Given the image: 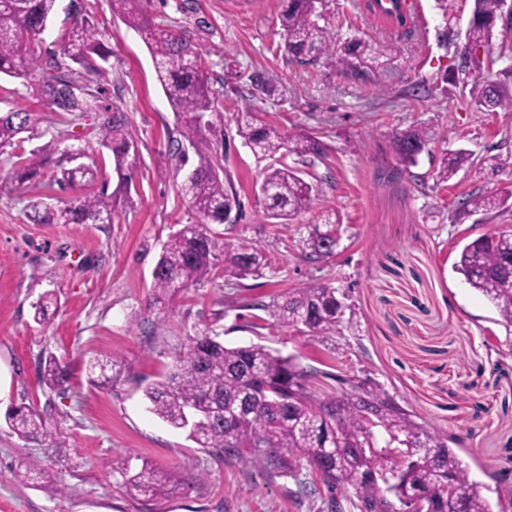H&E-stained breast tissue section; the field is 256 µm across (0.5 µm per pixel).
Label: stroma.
<instances>
[{
    "instance_id": "obj_1",
    "label": "stroma",
    "mask_w": 512,
    "mask_h": 512,
    "mask_svg": "<svg viewBox=\"0 0 512 512\" xmlns=\"http://www.w3.org/2000/svg\"><path fill=\"white\" fill-rule=\"evenodd\" d=\"M356 2L328 0L326 16L337 38L365 33L393 49L387 89L330 66L288 61L283 0H147L155 25L187 30L200 49L224 117V167L241 208L206 230L219 240L256 241L269 262L263 277L218 276L153 307L162 243L198 221L181 192L198 157L180 138L141 33L113 16L111 0H57L40 55L60 50L83 10L104 35L110 68L88 86L95 111L26 142L23 157L38 162L49 141L59 154L89 148L105 185L116 190L112 156L94 144L105 111L118 107L138 145L135 189L111 223L35 224L28 218L34 201L59 207L87 188L16 186L6 178L13 158L0 156V407L31 405L47 429L23 439L0 418V512H145L146 502L121 487L123 470L145 465L185 484L155 512H353L354 490H331L308 465L294 479L231 457L219 461L149 412L144 388L188 337L211 330L225 345L264 344L323 372L321 395L348 392L350 377L377 385L423 429L447 438L490 504L512 496V331L454 269L466 242L512 230V206L459 212L467 194L512 190V112L479 110L449 82L464 62L463 42L446 44L441 34L466 29L472 0H457L449 20L435 0H415L405 37L373 27ZM259 76L274 85L272 95L258 92ZM249 98L257 120L326 146L319 157H286L320 192L310 211L285 224L265 216L256 189L267 163L237 134ZM420 124L435 130L434 143L416 166L391 177V139ZM458 149L469 150L473 164L436 183L440 156ZM489 156L500 166L487 165ZM329 213L342 223L339 244L331 257L309 261L308 227ZM314 282L336 288L340 323L317 337L278 327L267 304ZM49 290L58 306L40 325L35 306ZM49 355L69 367L66 382L52 390L39 374ZM106 357L120 361L119 378L91 384L89 361ZM26 460L39 464L41 484L18 479ZM49 483L61 485L60 495L45 492Z\"/></svg>"
}]
</instances>
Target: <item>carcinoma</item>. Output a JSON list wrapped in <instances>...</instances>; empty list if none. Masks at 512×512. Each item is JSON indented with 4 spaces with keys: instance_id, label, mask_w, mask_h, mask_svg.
Returning a JSON list of instances; mask_svg holds the SVG:
<instances>
[{
    "instance_id": "obj_1",
    "label": "carcinoma",
    "mask_w": 512,
    "mask_h": 512,
    "mask_svg": "<svg viewBox=\"0 0 512 512\" xmlns=\"http://www.w3.org/2000/svg\"><path fill=\"white\" fill-rule=\"evenodd\" d=\"M112 12L127 25L146 34V45L154 61L157 78L180 124V133L194 148L198 163L181 187L192 208L203 221L222 224L240 200L222 164L224 124L218 100L202 71V55L181 29L158 28L147 16L143 0H111ZM57 0H8L0 5V75L36 82L43 112L13 110L0 112V153L22 148L24 138H32L43 122L54 117L74 119L95 109L79 82L107 73L109 54L98 38L97 29L82 18L62 39L60 52L41 59L34 48L55 12ZM325 4L319 0H288L280 16L284 51L294 61L323 62L339 67L355 80H370L386 87L392 68L380 49L362 38L342 44L328 21L320 15ZM502 0H474L465 41L484 48L493 39ZM80 65L77 71L70 63ZM476 105L490 112H512V67L495 77H485L471 88ZM244 146L261 158L284 154L304 159L323 154V145L307 134L286 136L274 125L246 120L238 124ZM97 143L111 151L120 187L130 193L138 146L125 114L115 108L105 113L96 133ZM429 126H410L392 141V152L404 167L416 163L419 154L433 143ZM53 142L39 149L40 161L13 169L18 184L33 181L40 166L49 162ZM472 159L459 150L440 158L435 180L446 183ZM60 166L55 181L60 188L90 186L99 180L96 162ZM319 186L306 181L300 171L282 163L263 172L257 196L268 217L288 221L310 209ZM512 194L496 192L468 194L460 208L488 212L506 206ZM114 195L102 189L62 207L34 206L33 220L54 224H110L115 214ZM339 219L330 216L314 224L306 243L310 259L329 253L322 243L333 242ZM267 267L262 247L246 237H226L220 242L196 224H187L172 233L163 244L152 279L153 303L170 298L176 286L186 290L223 271L238 279L258 278ZM465 282L495 308L499 322L512 328V233H487L463 246L454 263ZM48 292L35 306V320L45 323L49 308L56 305ZM272 313L284 328H304L310 336H320L336 327L341 303L336 289L313 283L295 289L272 302ZM119 361L98 360L100 384H112V371ZM66 366L57 359L46 360L43 382L56 387ZM324 373L299 367L292 358L269 347L252 343L226 347L219 333L191 336L175 355L174 365L159 380L148 385L144 396L148 410L174 429L188 432L199 447L217 459L235 457L253 466L274 468L290 476L299 466L288 459L305 460L331 488L351 487L358 512H397L400 504L413 497L425 499L427 512H493L480 496L477 483L462 467L456 454L440 436L422 430L409 414L389 397L361 384L351 386L342 397L322 398L314 389ZM371 399L384 406L375 419L377 432L366 434L359 408ZM237 407L234 412L229 406ZM5 423L21 438L45 432L40 414L27 406H12ZM423 435L435 446L432 453L413 450L415 438ZM373 451L368 452L366 448ZM401 466L389 478L392 457ZM122 486L130 496L148 502L166 499L180 490L182 483L144 466L136 473H122Z\"/></svg>"
}]
</instances>
